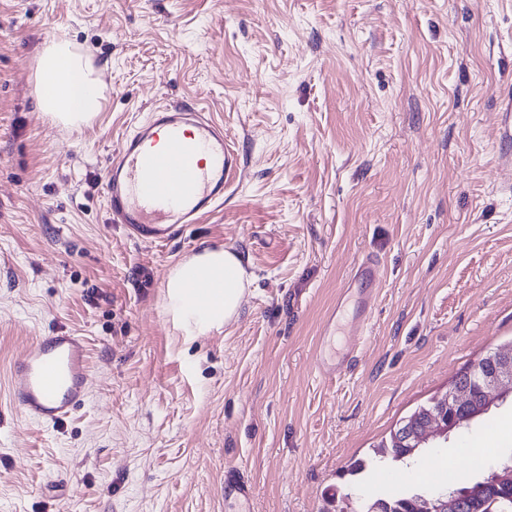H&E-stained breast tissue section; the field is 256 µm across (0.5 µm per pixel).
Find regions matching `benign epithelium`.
Listing matches in <instances>:
<instances>
[{
    "mask_svg": "<svg viewBox=\"0 0 512 512\" xmlns=\"http://www.w3.org/2000/svg\"><path fill=\"white\" fill-rule=\"evenodd\" d=\"M491 364L485 373L474 364V382L477 390L469 387H451L439 395L426 412V416L416 434L418 445L426 447L436 438L448 439L453 429L469 425L474 419L487 412L497 401L506 397L505 384L512 385V351L490 352L486 354ZM512 484V466L504 464L489 474L482 487L493 488L502 484ZM470 493L451 492L427 499L423 503L424 512H464Z\"/></svg>",
    "mask_w": 512,
    "mask_h": 512,
    "instance_id": "7a95c632",
    "label": "benign epithelium"
}]
</instances>
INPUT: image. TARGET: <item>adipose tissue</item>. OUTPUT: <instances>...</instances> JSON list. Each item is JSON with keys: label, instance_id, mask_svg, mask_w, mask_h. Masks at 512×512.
<instances>
[{"label": "adipose tissue", "instance_id": "obj_1", "mask_svg": "<svg viewBox=\"0 0 512 512\" xmlns=\"http://www.w3.org/2000/svg\"><path fill=\"white\" fill-rule=\"evenodd\" d=\"M37 109L77 129L103 108L104 87L92 66L66 39L43 46L37 62ZM250 285L244 260L220 247L203 248L167 275L166 308L188 335L202 336L234 319Z\"/></svg>", "mask_w": 512, "mask_h": 512}]
</instances>
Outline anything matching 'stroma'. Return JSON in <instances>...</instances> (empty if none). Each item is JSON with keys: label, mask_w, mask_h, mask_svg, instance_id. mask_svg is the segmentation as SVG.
<instances>
[{"label": "stroma", "mask_w": 512, "mask_h": 512, "mask_svg": "<svg viewBox=\"0 0 512 512\" xmlns=\"http://www.w3.org/2000/svg\"><path fill=\"white\" fill-rule=\"evenodd\" d=\"M63 34L105 86L78 132L36 107L37 55ZM511 88L512 0H0V512H366L390 494L372 470L512 455V394L413 458L377 453L512 346ZM176 103L223 123L241 176L150 244L111 222L103 174ZM205 246L242 254L252 285L234 320L192 337L164 284ZM365 257L376 302L354 336L346 287ZM58 328L92 367L55 430L24 418L7 375ZM322 355L349 365L324 381ZM500 125V142L506 146L507 150L500 156V164L509 170L510 179L512 178V98L508 99L505 112H498Z\"/></svg>", "instance_id": "stroma-1"}]
</instances>
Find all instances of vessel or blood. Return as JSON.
<instances>
[{"instance_id":"1","label":"vessel or blood","mask_w":512,"mask_h":512,"mask_svg":"<svg viewBox=\"0 0 512 512\" xmlns=\"http://www.w3.org/2000/svg\"><path fill=\"white\" fill-rule=\"evenodd\" d=\"M501 165L512 171V98L498 115ZM209 164H201L199 152ZM240 176L221 123L190 105L158 106L122 139L104 175L112 221L149 243L170 241L223 206ZM90 362L83 337L63 329L37 337L10 368L13 402L28 419L58 429L85 404Z\"/></svg>"}]
</instances>
